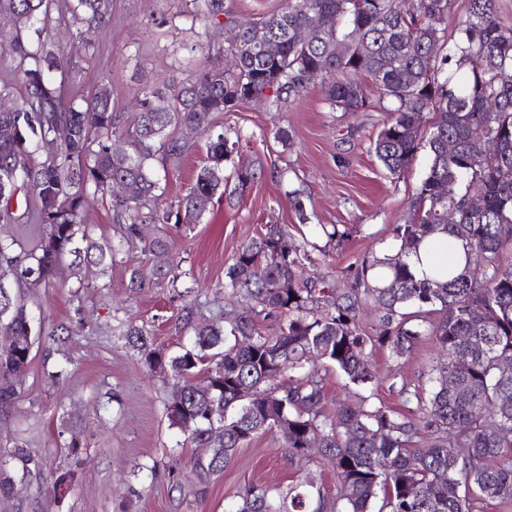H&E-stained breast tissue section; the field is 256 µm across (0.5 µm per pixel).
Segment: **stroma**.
I'll use <instances>...</instances> for the list:
<instances>
[{
	"mask_svg": "<svg viewBox=\"0 0 512 512\" xmlns=\"http://www.w3.org/2000/svg\"><path fill=\"white\" fill-rule=\"evenodd\" d=\"M189 9L188 0H113L112 24L96 36L92 55L73 37L71 27H55L50 36L68 58L69 93L87 94L111 81L118 111L130 116L142 80L173 73L188 78L203 61L195 49L203 40V26L191 20ZM385 120L382 111L333 110L316 89L279 112L248 102L216 113L215 123L227 136L248 139L235 161L261 160L263 171L242 186L233 179L232 167H225L229 179L224 198L201 223L144 226V240L168 239L174 262L195 289L185 297L158 280L130 294L131 269L146 267L148 261L142 242L120 243L106 205L90 204L85 224L95 238L116 244L118 254L103 274L94 266L62 263L52 287L28 301L45 324L69 322L79 311L86 324L67 353L34 347L23 376L25 397L0 411V466L17 469L8 452L18 441L51 463L50 470L29 478L24 493L0 498V512H233L246 486L291 483L296 467L281 438L272 433L238 449L224 471L198 480L189 464L198 450L184 432L170 426L164 409L176 379L149 372L114 327L123 320L146 325L154 346L172 354L190 341L175 327L185 305H192L205 322L239 311L241 302L221 292L225 273L240 246L266 224L302 225L320 251V273L340 284L363 259L395 254L392 228L404 222L428 157L419 152L404 173L389 174L371 149ZM205 156L206 140L199 136L179 169H157L166 199L186 192ZM292 190L300 193L306 221H299L288 198ZM323 224L338 226L342 237L327 240L319 231ZM65 356L70 359L67 377L51 383L48 371ZM438 362L434 348L399 360L377 353L379 400L404 410L395 382L416 379ZM63 428L81 441L79 456L57 444ZM56 468L77 472L72 491L61 500L50 492Z\"/></svg>",
	"mask_w": 512,
	"mask_h": 512,
	"instance_id": "stroma-1",
	"label": "stroma"
}]
</instances>
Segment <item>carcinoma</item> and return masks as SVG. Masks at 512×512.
Wrapping results in <instances>:
<instances>
[{
  "mask_svg": "<svg viewBox=\"0 0 512 512\" xmlns=\"http://www.w3.org/2000/svg\"><path fill=\"white\" fill-rule=\"evenodd\" d=\"M189 16L204 22L205 65L188 80L146 84L136 112L126 120L117 112L112 84L88 95L66 96L57 84L67 61L48 35L54 21L75 27L87 48L112 25V0H0L11 28L0 31V52L18 61L26 94L0 110V222L17 221L25 206L39 233L33 238L0 239V278L10 275L18 293L0 290V333L18 343L0 353V367L16 373L0 377V408L24 394L21 377L35 344L59 351L72 339L69 326H34L26 293L48 288L57 265H112L115 249L98 242L82 213L89 197L108 201L111 222L122 238H140L143 224L174 227L202 221L217 193L224 191V152L228 138L214 127V114L229 112L251 95H266L281 111L311 87L320 88L331 108L341 112L389 113L373 151L398 176L425 150L427 171L412 197L409 215L392 228L398 251L364 260L348 288L305 274L313 263L308 242L288 251L287 225L267 224L259 237L242 245L226 273L224 290L249 303L248 310L224 323H198L192 308L178 317V330L193 333L191 346L173 355L155 348L145 327L126 325L124 335L148 369L162 360L181 380L182 408L165 405L170 425L181 428L183 413L198 417L188 435L197 448H213L207 460L192 458L202 477L222 471L236 450L277 427L259 407L237 400L241 386L272 397L288 418L283 439L288 460L300 464L312 440L336 474V495L302 479L284 490L248 486L235 512H472L476 496L512 504V24L502 20L498 0H467L465 17L453 28L440 25L454 0H287L284 8L243 32L238 63L224 69L216 33L237 15L224 0H190ZM301 28L318 30L313 42L295 39ZM437 115L431 129L424 113ZM63 126L68 136L56 154L38 161L44 142ZM191 126L208 139L205 163L185 194L162 201L164 188L155 163L178 165L189 150L179 130ZM122 138L124 152L112 151ZM455 150L448 152V142ZM139 185L133 198L112 195V183ZM454 188L444 197L439 186ZM482 201L473 210L469 201ZM453 222H448V213ZM461 243L464 258L454 268L418 277L411 257L436 233ZM150 272L131 270L129 287L146 286L148 274L172 276L168 243L145 244ZM485 256L483 267L471 255ZM373 297L381 309L372 336L359 325L358 307ZM414 307V312L404 308ZM280 319L277 333L258 332L260 318ZM442 362L399 389L404 413L372 401L376 352L409 356L424 344ZM464 355L469 364L455 368ZM282 381L267 386L270 364ZM336 370L352 390L350 403L332 404L317 364ZM205 372L213 388L201 392L193 382ZM453 384H448V381ZM432 384L430 394L420 382ZM20 480L0 469V495L26 489V479L47 461L26 444L14 446ZM494 466L487 465L488 459ZM75 472L55 473L52 492L63 499Z\"/></svg>",
  "mask_w": 512,
  "mask_h": 512,
  "instance_id": "carcinoma-1",
  "label": "carcinoma"
}]
</instances>
